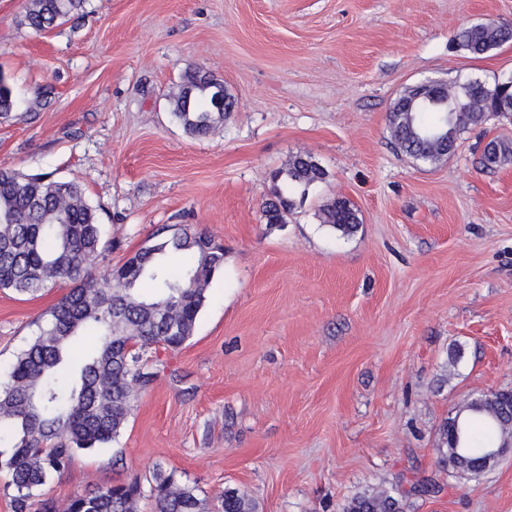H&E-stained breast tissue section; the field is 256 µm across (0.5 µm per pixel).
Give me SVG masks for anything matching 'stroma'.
<instances>
[{
    "instance_id": "1",
    "label": "stroma",
    "mask_w": 512,
    "mask_h": 512,
    "mask_svg": "<svg viewBox=\"0 0 512 512\" xmlns=\"http://www.w3.org/2000/svg\"><path fill=\"white\" fill-rule=\"evenodd\" d=\"M29 4L0 0V73L19 100L0 168L82 186L107 245L96 277L163 226L224 246L191 339L147 352L154 377L120 435L77 452L41 499L145 487L160 468L259 512H342L415 475L441 491L404 512H512V454L467 478L435 452L468 398L512 389V161L482 164L490 141L512 145V118L465 129L433 167L387 121L426 79L512 76V41L481 58L455 41L512 24V0H85L42 32L20 22ZM190 67L236 101L205 138L171 114ZM297 154L327 178L267 224L271 173ZM337 198L360 211L352 235L321 219ZM62 293L0 289L1 375Z\"/></svg>"
}]
</instances>
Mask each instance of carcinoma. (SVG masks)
<instances>
[{"instance_id": "obj_1", "label": "carcinoma", "mask_w": 512, "mask_h": 512, "mask_svg": "<svg viewBox=\"0 0 512 512\" xmlns=\"http://www.w3.org/2000/svg\"><path fill=\"white\" fill-rule=\"evenodd\" d=\"M84 0H32L22 24L44 31L82 9ZM458 45L479 57L512 40V31L476 24L457 35ZM224 84L212 74L188 70L170 98L172 114L187 134L209 135L233 112L232 95L224 109L214 99ZM426 101L412 88L389 112V130L398 149L425 165L454 151L469 126L512 115V77L489 86L479 80L443 83ZM8 82L0 83V118L17 108ZM512 148L494 144L483 165L495 167ZM312 157L295 155L272 174L273 198L263 205L268 224H285L294 196L326 180ZM323 222L348 236L361 224L358 210L338 199L323 211ZM156 242L140 248L104 279L91 274L105 250L97 211L81 186L49 173L26 175L0 168V288L36 295L54 286L67 292L36 321L31 339L0 381V425L15 433L12 453L0 460L10 477L14 512H30L31 500L46 479L70 464L79 450L106 448L119 436L139 390L151 375L143 352L151 346L177 351L193 336L206 291L224 267V247L211 235L179 228L152 234ZM86 338L94 347L84 349ZM512 445V390L490 391L464 404L439 428L438 464L477 476L475 460L491 448ZM441 487L426 479L408 480L392 494L364 490L350 497L342 512H403L404 500L431 495ZM140 483H117L70 498L45 512H138ZM153 512H209L197 489L174 473L157 470L150 483ZM217 512H257L256 504L236 489L218 497Z\"/></svg>"}]
</instances>
